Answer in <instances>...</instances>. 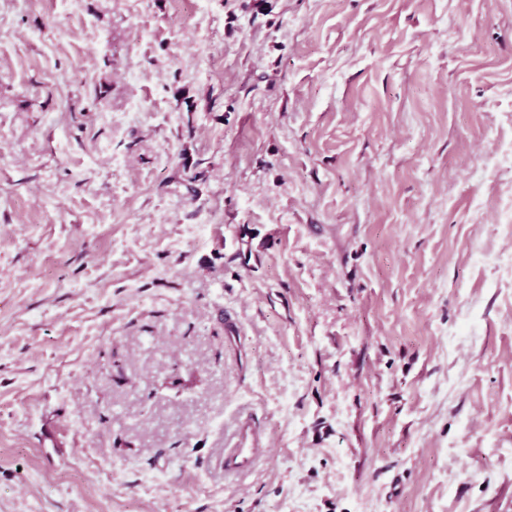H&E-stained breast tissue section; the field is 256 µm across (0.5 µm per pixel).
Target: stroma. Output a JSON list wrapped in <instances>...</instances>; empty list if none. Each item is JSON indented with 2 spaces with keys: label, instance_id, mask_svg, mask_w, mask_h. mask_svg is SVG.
Returning <instances> with one entry per match:
<instances>
[{
  "label": "stroma",
  "instance_id": "stroma-1",
  "mask_svg": "<svg viewBox=\"0 0 512 512\" xmlns=\"http://www.w3.org/2000/svg\"><path fill=\"white\" fill-rule=\"evenodd\" d=\"M511 212L512 0H0V512H512ZM260 436L251 428H246L242 442L235 448L224 449V473L241 474L250 471L267 454Z\"/></svg>",
  "mask_w": 512,
  "mask_h": 512
}]
</instances>
